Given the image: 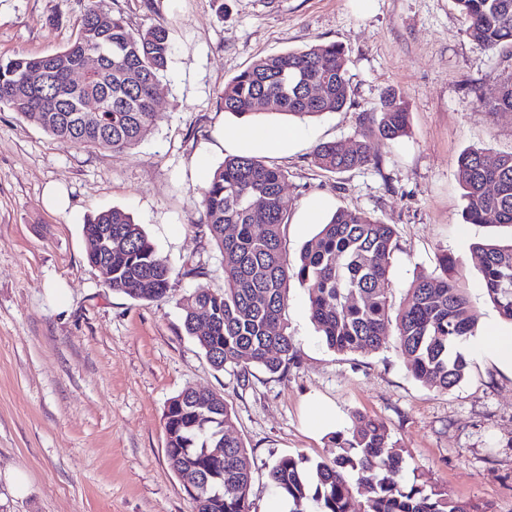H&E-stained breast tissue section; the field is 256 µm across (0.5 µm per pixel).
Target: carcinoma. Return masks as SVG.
<instances>
[{
	"instance_id": "obj_1",
	"label": "carcinoma",
	"mask_w": 512,
	"mask_h": 512,
	"mask_svg": "<svg viewBox=\"0 0 512 512\" xmlns=\"http://www.w3.org/2000/svg\"><path fill=\"white\" fill-rule=\"evenodd\" d=\"M467 37L491 51L512 53V0H455ZM172 43L166 24L129 28L89 0L74 38L62 50L34 56H0V107L36 123L51 137L84 148L123 151L138 144L161 119L154 90L167 69ZM87 55H100L98 71L82 85L68 79ZM348 59L335 44H315L256 59L224 86V111L237 117L285 115L304 119L340 112L351 102ZM492 111H512V71L500 74L482 95ZM361 138L345 149L336 141L314 146L321 169L340 174L372 161L371 138L394 142L408 133V112L396 93H383ZM468 224L512 225V152L488 163L470 149L458 160ZM284 173L252 155L224 158L200 190L206 228L224 257V290L195 289L184 305L183 328L218 371L231 367L287 373L300 364L283 321L288 284L307 288L309 316L328 348L368 353L387 342L391 323L389 271L393 225L363 212L337 210L288 264L281 228L286 224ZM112 228V253L98 232ZM86 258L112 266L107 287L135 300L170 299L171 269L143 227L119 208L102 210L83 225ZM471 258L484 278V292L512 323V243L477 244ZM458 261L440 257L441 275H419L406 291L396 317L398 348L411 375L449 391L466 376L464 346L478 334ZM225 400L188 386L164 410L170 468L195 469L201 486L193 512H250L251 465L247 448L233 436ZM332 456L313 461L284 455L269 478L289 512H478L446 490L403 485L407 466L381 420L358 415L347 431L331 436Z\"/></svg>"
}]
</instances>
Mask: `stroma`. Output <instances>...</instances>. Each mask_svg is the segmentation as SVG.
<instances>
[{"label": "stroma", "instance_id": "35a3bbf8", "mask_svg": "<svg viewBox=\"0 0 512 512\" xmlns=\"http://www.w3.org/2000/svg\"><path fill=\"white\" fill-rule=\"evenodd\" d=\"M130 28L163 22L172 53L157 87L161 121L134 147L82 149L53 139L0 108V512H192L167 461L163 412L193 386L220 394L233 435L250 456L251 512L280 503L268 471L275 459L330 450L354 415L383 421L418 480L473 503L512 512V365L470 353L467 377L438 391L407 371L395 340L372 353L338 354L310 320L308 292L290 281L285 320L301 360L287 374L242 378L214 370L182 327L195 288L224 289V264L205 233L198 192L246 118L225 112L221 93L256 58L336 43L348 58L352 102L299 119L261 117L295 129L287 151L262 153L285 175L282 246L296 260L339 208L393 225L390 300L400 308L417 275L458 261L479 329L512 336L487 300L472 262L477 243L512 239L502 224H469L458 159L512 152V112L480 94L512 70V54L466 37L454 0H97ZM86 0H0V54H49L73 38ZM387 90L409 113V132L372 140V161L330 174L312 161L324 141L359 138V117ZM62 186L70 204L49 211L43 190ZM116 207L141 224L172 270L170 301L131 299L106 288L85 258L88 215ZM203 275H194V268Z\"/></svg>", "mask_w": 512, "mask_h": 512}]
</instances>
